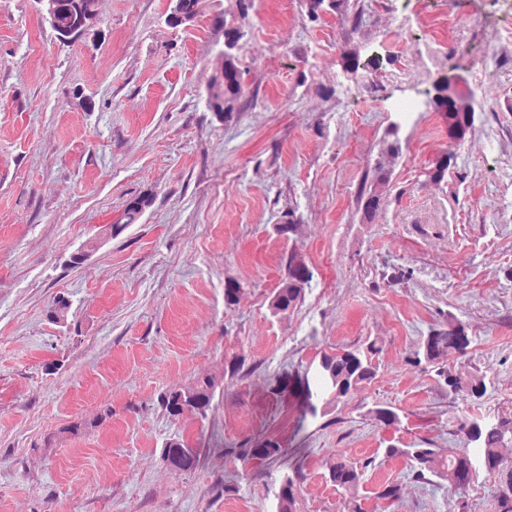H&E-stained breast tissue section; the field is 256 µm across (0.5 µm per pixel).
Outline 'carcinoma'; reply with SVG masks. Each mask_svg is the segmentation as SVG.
Wrapping results in <instances>:
<instances>
[{
    "mask_svg": "<svg viewBox=\"0 0 512 512\" xmlns=\"http://www.w3.org/2000/svg\"><path fill=\"white\" fill-rule=\"evenodd\" d=\"M63 2L67 7L62 19L69 25L83 22L89 24L99 18L97 0ZM303 2L309 21L316 22L329 10H340L346 0ZM251 7L252 0H236V12L226 11L213 15V27L223 32L228 42L224 44V52L219 54L214 73L206 84V106L226 123L238 118L249 95L239 67L240 42L246 36V31L237 19L245 18ZM449 83L447 78L436 82L433 91L428 93L427 104L434 111L442 113L443 118L456 119L457 129L448 131V136L462 141L475 121L473 99L470 94L460 96L455 101L454 114L445 112ZM387 183V173L376 168L374 187L364 203L366 215H372L379 208ZM151 203V196L144 195L126 204L121 223L112 225L113 234L118 235L129 225L137 223ZM311 281L312 272L302 254L292 252L288 257L286 273L269 302L272 314H286L294 309ZM470 343L465 325L449 313L443 323L429 328L426 336L420 339L411 352L408 362L414 366L424 364L434 367L436 376L448 386V391L464 400L480 399L487 392L486 375L470 370L453 373L445 365L448 353L463 354ZM378 353L379 348L373 342L323 353L318 364L306 371L309 378L305 379L302 417L314 419L328 406L349 401L361 388L371 383L377 374L373 359ZM216 388V377L206 376L189 388L163 394L160 398L161 406L171 417L180 416L186 411L202 414L210 407ZM369 414L384 428H400V414L394 407L377 405L369 410ZM455 421L458 422V430L472 444V447L464 449L457 456L442 458L434 449L419 443L404 448L390 443L385 448V454L404 458L414 478L424 480L431 475L446 479L460 494L483 474L494 480V512H512V462H505L499 452V449L512 444V419L491 421L464 415L456 417ZM282 455L280 444L265 438L255 441L248 448L240 449L238 459L245 465L258 462L271 469L280 463ZM162 458L170 467L184 472L194 470L199 462L197 451L185 445L178 437L165 443ZM372 463L371 459L359 464L338 457L328 466V480L346 498L348 512H363L357 499V490L366 469ZM298 481V475L285 474L281 477L279 490L275 494V512H294L296 494L300 487Z\"/></svg>",
    "mask_w": 512,
    "mask_h": 512,
    "instance_id": "cac0c4a2",
    "label": "carcinoma"
}]
</instances>
